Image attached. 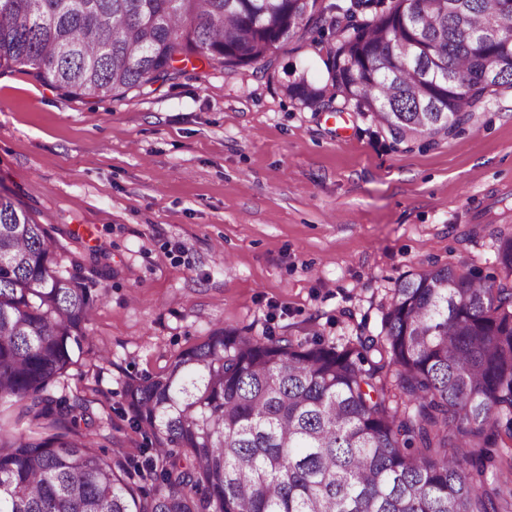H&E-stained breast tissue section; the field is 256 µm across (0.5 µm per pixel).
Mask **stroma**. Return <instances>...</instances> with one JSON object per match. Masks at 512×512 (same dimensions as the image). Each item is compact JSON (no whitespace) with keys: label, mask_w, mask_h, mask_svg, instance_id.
I'll return each mask as SVG.
<instances>
[{"label":"stroma","mask_w":512,"mask_h":512,"mask_svg":"<svg viewBox=\"0 0 512 512\" xmlns=\"http://www.w3.org/2000/svg\"><path fill=\"white\" fill-rule=\"evenodd\" d=\"M275 73L192 61L174 84L102 101L0 73V191L61 247L93 256L103 296L51 391L84 399L92 440L143 444L122 386L224 328L352 343L390 290L433 262L495 271L512 225V89L450 137L393 143L369 114L316 112L282 86L322 79L302 40Z\"/></svg>","instance_id":"1"}]
</instances>
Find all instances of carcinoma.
Masks as SVG:
<instances>
[{"label":"carcinoma","mask_w":512,"mask_h":512,"mask_svg":"<svg viewBox=\"0 0 512 512\" xmlns=\"http://www.w3.org/2000/svg\"><path fill=\"white\" fill-rule=\"evenodd\" d=\"M0 0V70L68 97L165 84L193 58L269 76L296 37L323 58L283 85L305 108L354 106L395 143L452 136L501 89L512 0ZM500 280L465 263L405 276L381 330L351 344L218 329L122 397L150 445L98 452L88 408L50 386L76 363L99 293L62 268L44 224L0 193V404L40 432H0V512H512V228Z\"/></svg>","instance_id":"carcinoma-1"}]
</instances>
